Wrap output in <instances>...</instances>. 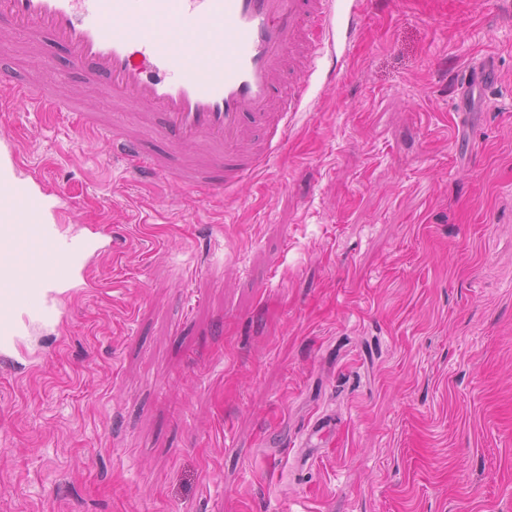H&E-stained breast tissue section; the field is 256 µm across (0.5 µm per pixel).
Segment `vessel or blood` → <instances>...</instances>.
<instances>
[{
  "instance_id": "b4317fda",
  "label": "vessel or blood",
  "mask_w": 512,
  "mask_h": 512,
  "mask_svg": "<svg viewBox=\"0 0 512 512\" xmlns=\"http://www.w3.org/2000/svg\"><path fill=\"white\" fill-rule=\"evenodd\" d=\"M339 0H0L13 29L66 47L89 86L112 98L111 122L20 81L14 97L106 137L135 173L175 178L202 199L266 167L307 102L319 60L335 58ZM492 56L467 66L459 97L482 91ZM161 149H153V142ZM0 150V355L65 321L60 297L97 291L93 256L116 252L108 224L63 229V195Z\"/></svg>"
}]
</instances>
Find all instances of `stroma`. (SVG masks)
I'll return each mask as SVG.
<instances>
[{
    "label": "stroma",
    "instance_id": "35a3bbf8",
    "mask_svg": "<svg viewBox=\"0 0 512 512\" xmlns=\"http://www.w3.org/2000/svg\"><path fill=\"white\" fill-rule=\"evenodd\" d=\"M339 28L332 91L220 204L65 113L0 120L69 224L122 244L0 358V512H512V0ZM0 71L112 111L61 48ZM493 57L491 55L485 56L480 62L475 65L467 66L457 83V91L459 99L464 100L471 92L477 91L482 93L483 90V75L491 69Z\"/></svg>",
    "mask_w": 512,
    "mask_h": 512
}]
</instances>
